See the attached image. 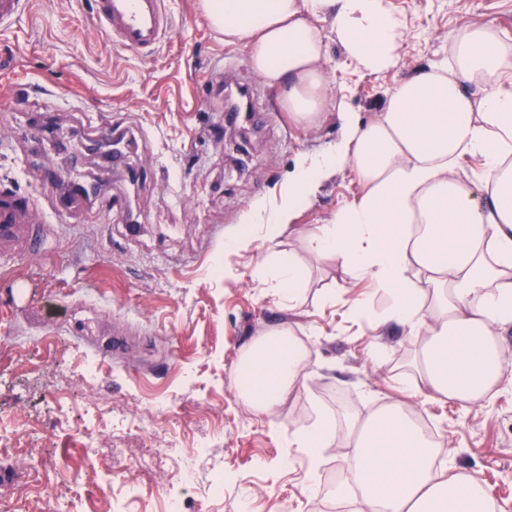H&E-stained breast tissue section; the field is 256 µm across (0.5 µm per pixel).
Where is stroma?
I'll list each match as a JSON object with an SVG mask.
<instances>
[{
    "label": "stroma",
    "instance_id": "stroma-1",
    "mask_svg": "<svg viewBox=\"0 0 512 512\" xmlns=\"http://www.w3.org/2000/svg\"><path fill=\"white\" fill-rule=\"evenodd\" d=\"M93 0H27L0 33V185L52 192V175L95 180L99 197L71 213L43 209L54 236L35 252L0 259V464L15 483L0 512H336L330 494L351 419L382 405L426 416L440 458L477 471L498 512H512V327L501 338L506 371L490 395L466 406L401 391L395 375L414 342L396 325L358 318L355 302H379L371 281L312 255L305 233L329 223L361 190L350 169L304 207L277 251L305 271L294 302L263 287L268 242L254 235L225 248L252 201L272 198L296 154L340 134L335 113L301 131L253 71L246 50L225 44L199 0H167L173 27L154 51L116 47L97 29ZM403 26L396 65L368 72L347 62L329 21L326 64L335 94L362 118L416 70L448 50L460 27L495 22L512 31V0H387ZM248 86L264 117L228 123V87ZM56 121L58 135L29 139ZM109 121L135 142L115 169L87 151L89 132ZM124 195V212L102 197ZM335 299H327V291ZM290 327L308 355L306 386L272 415L257 414L238 387L240 355L264 331ZM127 345L113 352V334ZM382 359H374L375 347ZM100 371L83 376L86 362ZM91 400L110 408L86 415ZM164 411H157V403ZM322 414L336 442L319 463L289 447V434ZM97 447L84 449L86 435ZM196 456L190 478L176 454ZM316 483L320 492L307 496Z\"/></svg>",
    "mask_w": 512,
    "mask_h": 512
}]
</instances>
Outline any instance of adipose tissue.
Returning <instances> with one entry per match:
<instances>
[{
  "label": "adipose tissue",
  "mask_w": 512,
  "mask_h": 512,
  "mask_svg": "<svg viewBox=\"0 0 512 512\" xmlns=\"http://www.w3.org/2000/svg\"><path fill=\"white\" fill-rule=\"evenodd\" d=\"M210 26L243 47L296 128L337 113L336 142L299 152L271 202L243 211L245 232L275 242L336 172L350 168L361 192L330 223L308 234L309 251L369 277L382 299L378 327L418 337L400 376L413 394L466 405L484 399L504 362L500 327L512 325V33L491 22L458 29L448 52L415 72L370 118L335 98L325 69L327 18L349 60L379 72L398 61L402 27L386 0H200ZM480 162L477 178L459 168ZM280 293L301 294L305 274L292 258L263 261ZM305 348L288 327L262 334L241 358L242 397L274 412L305 384ZM336 440L330 415L288 445L317 458ZM333 488L370 512H496L479 474L436 466L441 452L407 415L378 411L353 421Z\"/></svg>",
  "instance_id": "ef3b65f1"
}]
</instances>
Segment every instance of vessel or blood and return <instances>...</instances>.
<instances>
[{
  "label": "vessel or blood",
  "instance_id": "1",
  "mask_svg": "<svg viewBox=\"0 0 512 512\" xmlns=\"http://www.w3.org/2000/svg\"><path fill=\"white\" fill-rule=\"evenodd\" d=\"M96 23L114 44L138 53L155 48L172 27L165 0H93ZM71 198H25L10 190L0 191V257L39 245L42 229L36 215L42 206L60 213L70 209Z\"/></svg>",
  "mask_w": 512,
  "mask_h": 512
}]
</instances>
